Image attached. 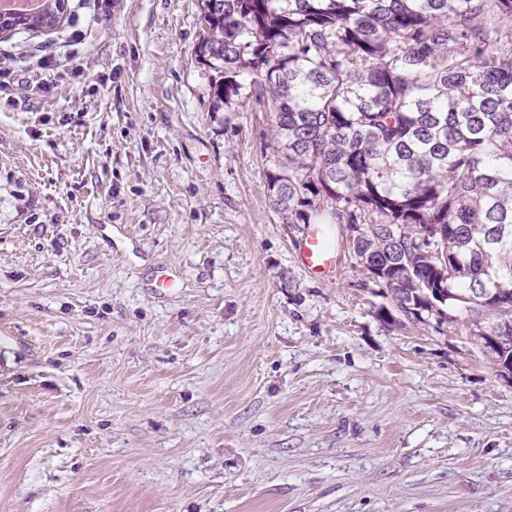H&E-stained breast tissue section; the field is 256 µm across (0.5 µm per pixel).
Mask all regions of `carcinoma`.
Returning a JSON list of instances; mask_svg holds the SVG:
<instances>
[{
  "instance_id": "carcinoma-1",
  "label": "carcinoma",
  "mask_w": 512,
  "mask_h": 512,
  "mask_svg": "<svg viewBox=\"0 0 512 512\" xmlns=\"http://www.w3.org/2000/svg\"><path fill=\"white\" fill-rule=\"evenodd\" d=\"M34 24L51 28L64 0ZM218 97L266 102L288 224L359 226V265L411 322L456 321L512 373V0H200ZM445 225L432 249L417 244ZM446 303L434 306L437 281ZM485 288L511 300L472 305ZM499 322L490 333L482 324Z\"/></svg>"
}]
</instances>
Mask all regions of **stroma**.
I'll return each mask as SVG.
<instances>
[{
  "instance_id": "stroma-1",
  "label": "stroma",
  "mask_w": 512,
  "mask_h": 512,
  "mask_svg": "<svg viewBox=\"0 0 512 512\" xmlns=\"http://www.w3.org/2000/svg\"><path fill=\"white\" fill-rule=\"evenodd\" d=\"M65 2L0 34V512H512V373L465 310L390 322L348 225L301 269L199 0Z\"/></svg>"
}]
</instances>
